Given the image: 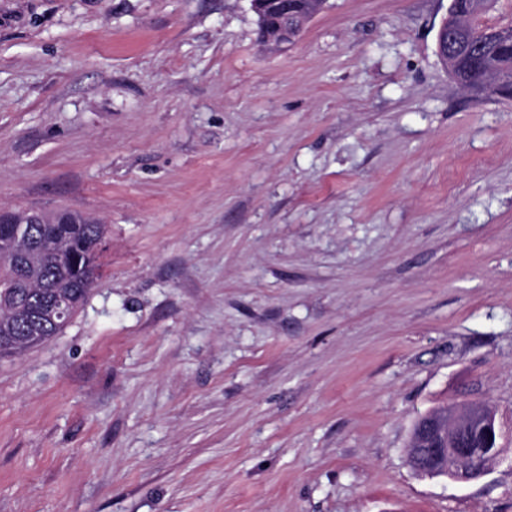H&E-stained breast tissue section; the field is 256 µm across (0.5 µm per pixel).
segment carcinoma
<instances>
[{
    "label": "carcinoma",
    "instance_id": "carcinoma-1",
    "mask_svg": "<svg viewBox=\"0 0 512 512\" xmlns=\"http://www.w3.org/2000/svg\"><path fill=\"white\" fill-rule=\"evenodd\" d=\"M320 10V0H293L288 13L258 18L259 38L267 46L279 47L277 25L286 23L301 29ZM490 26L474 21L466 39L448 45V72L461 87L480 96H496L512 87V49L487 35ZM20 240L32 242L55 234L54 252L37 269L25 271L14 264L0 265V286L13 295L16 307H0V332L15 344L16 353L31 349L27 335L28 310L56 293L66 294L71 314L84 305L91 279L100 267L98 244L105 237L106 225L89 214L71 211L43 213L44 223L32 224L29 211L10 212Z\"/></svg>",
    "mask_w": 512,
    "mask_h": 512
}]
</instances>
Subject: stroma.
Segmentation results:
<instances>
[{
	"instance_id": "35a3bbf8",
	"label": "stroma",
	"mask_w": 512,
	"mask_h": 512,
	"mask_svg": "<svg viewBox=\"0 0 512 512\" xmlns=\"http://www.w3.org/2000/svg\"><path fill=\"white\" fill-rule=\"evenodd\" d=\"M449 0H0V210L107 226L60 334L0 356V512H512V100ZM500 457L417 475L416 417ZM284 1L283 8H286L288 15L280 13L276 16L270 15V19L265 16L258 17L259 38L261 43L276 48L281 47L278 43L277 24L288 22L290 28L295 27L299 32L303 25L320 10V0H295L291 3ZM288 9V10H287ZM454 19L447 14L440 21L436 51L441 61L448 60V72L455 82L486 98L499 97L501 88L511 89V47L494 42L487 35L492 26L479 23L480 18L472 22L466 39L448 45V40H460L464 33ZM424 416V427L417 435L412 432L410 437L415 442L423 441L433 454L430 460H424L420 456L421 448H407V462L415 472L431 478L445 477L458 484L477 481L488 473L501 450L496 414L489 405L461 402L443 410H430ZM477 421L484 425L488 443L494 448H475L482 444L476 428L470 439L473 448L465 445L463 433Z\"/></svg>"
}]
</instances>
